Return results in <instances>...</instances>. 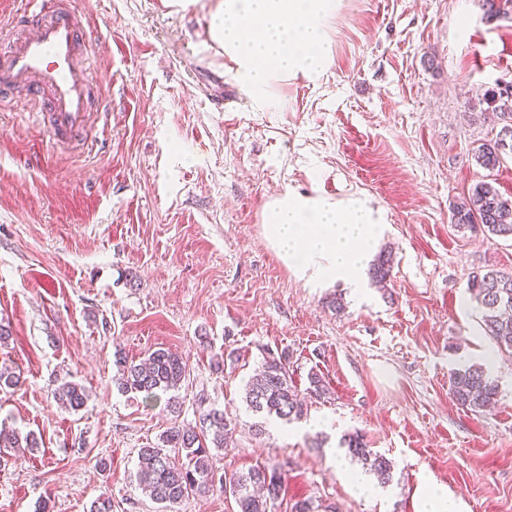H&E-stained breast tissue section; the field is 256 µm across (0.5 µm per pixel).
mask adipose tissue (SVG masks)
<instances>
[{
	"mask_svg": "<svg viewBox=\"0 0 512 512\" xmlns=\"http://www.w3.org/2000/svg\"><path fill=\"white\" fill-rule=\"evenodd\" d=\"M338 0H221L210 34L263 105L281 79L322 74L331 55L327 23ZM263 235L282 263L311 288H358L384 230L381 210L284 190L263 211Z\"/></svg>",
	"mask_w": 512,
	"mask_h": 512,
	"instance_id": "adipose-tissue-1",
	"label": "adipose tissue"
}]
</instances>
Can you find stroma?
<instances>
[{
    "label": "stroma",
    "mask_w": 512,
    "mask_h": 512,
    "mask_svg": "<svg viewBox=\"0 0 512 512\" xmlns=\"http://www.w3.org/2000/svg\"><path fill=\"white\" fill-rule=\"evenodd\" d=\"M220 0H47L84 18L94 56L87 146L53 145L47 123L0 101V420L38 448L0 467V512H158L137 486L139 448L173 423L164 403L118 392L117 357L164 348L187 361L179 418L196 407L236 421L216 475L279 464L282 506L421 512L427 484L462 512H512V353L482 329L472 273H512V239L458 229L451 208L483 180L512 200V150L498 171L480 143L503 123L484 93L512 79V12L482 0H341L322 77L279 81L259 110L209 32ZM223 92L216 109L211 92ZM381 209L387 287L309 288L268 246L266 203L285 189ZM341 298L345 311L327 303ZM287 351L298 389L317 371L329 396L299 423L259 422L244 386L267 352ZM224 354V369L212 358ZM484 365L499 384L475 413L450 394L454 369ZM84 385L68 413L55 378ZM322 433V451L310 439ZM362 434L394 463L363 493L339 442ZM474 156L480 167L488 171H493L496 168H499L502 163L501 152L497 149V141L482 143L475 150Z\"/></svg>",
    "instance_id": "1"
}]
</instances>
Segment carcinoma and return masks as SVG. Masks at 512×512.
Here are the masks:
<instances>
[{"instance_id": "obj_1", "label": "carcinoma", "mask_w": 512, "mask_h": 512, "mask_svg": "<svg viewBox=\"0 0 512 512\" xmlns=\"http://www.w3.org/2000/svg\"><path fill=\"white\" fill-rule=\"evenodd\" d=\"M487 101L500 119L512 120V94L501 88L491 90ZM480 167L493 171L502 163L497 142H484L475 150ZM452 223L459 228H476L498 237L512 238V201L504 198L490 182H479L467 197L452 208ZM391 257L383 255L373 264L372 275L384 287L390 278ZM468 290L483 309V325L498 347L512 351V274L497 270L472 275ZM121 377L118 387L125 394L142 396L145 403L167 397V407L180 414L179 389L189 376L186 361L178 353L159 348L139 362L116 360ZM307 393L324 399L329 389L323 377L309 371ZM21 374L5 363L0 365V389H15ZM450 392L463 408L480 411L496 402L498 384L482 366L471 365L453 372ZM58 407L68 412L80 411L88 401L85 387L62 378L52 391ZM245 401L249 409L265 418L276 417L287 423L304 418L303 401L289 372V355L282 351L267 352L262 367L246 382ZM235 426L227 414L214 407H198V423L174 422L160 436V444L138 450L137 484L153 502L170 509L184 499L217 490L231 497L236 512H272V506L284 491V476L276 466H258L245 473L215 479L211 449L224 448L228 432ZM37 438L29 433L20 435L13 429L0 428V463L5 449L16 453L34 448ZM347 453L358 459L380 480L389 482L394 468L392 460L374 452L359 433L343 440Z\"/></svg>"}]
</instances>
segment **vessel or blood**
<instances>
[{"mask_svg":"<svg viewBox=\"0 0 512 512\" xmlns=\"http://www.w3.org/2000/svg\"><path fill=\"white\" fill-rule=\"evenodd\" d=\"M28 36L0 51V86L22 85L27 109L46 114L53 141L79 140L90 121L92 58L82 19L56 9L35 12Z\"/></svg>","mask_w":512,"mask_h":512,"instance_id":"obj_1","label":"vessel or blood"}]
</instances>
